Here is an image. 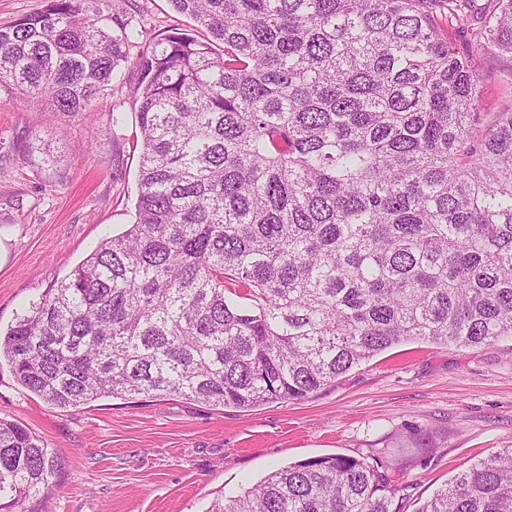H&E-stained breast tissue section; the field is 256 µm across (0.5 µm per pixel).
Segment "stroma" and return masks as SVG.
Here are the masks:
<instances>
[{
    "label": "stroma",
    "mask_w": 512,
    "mask_h": 512,
    "mask_svg": "<svg viewBox=\"0 0 512 512\" xmlns=\"http://www.w3.org/2000/svg\"><path fill=\"white\" fill-rule=\"evenodd\" d=\"M103 23L141 29L137 56L171 27L194 29L170 0H106ZM488 108L512 101V59L476 55ZM135 71L114 85L124 116L93 120L0 96V327L135 220L139 151ZM55 165L21 162L32 142ZM0 417L26 426L59 460L51 512H207L270 471L329 455L381 464L398 512L419 506L474 462L512 448V339L472 347H392L301 401L250 411L189 399L102 398L55 408L0 366Z\"/></svg>",
    "instance_id": "35a3bbf8"
}]
</instances>
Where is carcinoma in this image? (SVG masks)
<instances>
[{
  "label": "carcinoma",
  "instance_id": "1",
  "mask_svg": "<svg viewBox=\"0 0 512 512\" xmlns=\"http://www.w3.org/2000/svg\"><path fill=\"white\" fill-rule=\"evenodd\" d=\"M448 27L512 57V0ZM101 0H46L0 26V92L108 109L139 73L136 219L0 336L19 385L59 409L177 395L298 401L402 342L512 338V104L484 112L474 54L416 0H171L129 61ZM223 45L219 54L215 46ZM54 453L0 418V498L44 512ZM389 478L341 455L271 472L208 512H396ZM418 512H512V448Z\"/></svg>",
  "mask_w": 512,
  "mask_h": 512
}]
</instances>
